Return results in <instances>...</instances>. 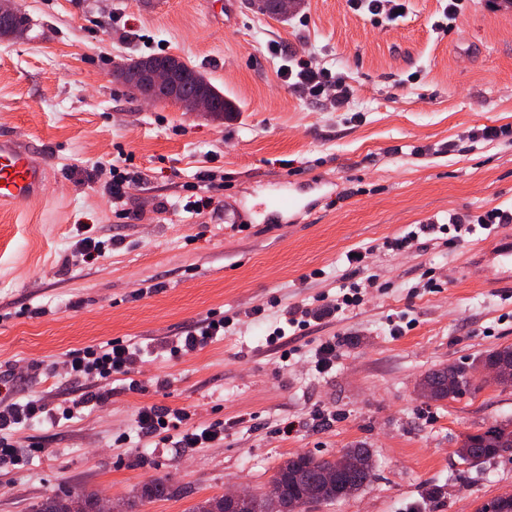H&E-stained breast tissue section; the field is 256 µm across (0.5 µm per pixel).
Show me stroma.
<instances>
[{
    "label": "stroma",
    "instance_id": "stroma-1",
    "mask_svg": "<svg viewBox=\"0 0 512 512\" xmlns=\"http://www.w3.org/2000/svg\"><path fill=\"white\" fill-rule=\"evenodd\" d=\"M18 2L30 27L0 40V134L34 145L52 173L39 199L0 210V406L35 398L53 409L104 388L70 377V351L123 340L143 356L139 391L13 432L22 461L0 465V512H33L63 490L131 512H189L263 489L291 455L355 445L373 455L371 485L308 512H478L512 491V456L457 454L465 435L512 419V388L439 401L418 390L431 370L512 345V288L487 256L512 224L462 240L446 226L456 212L512 207V142L471 138L512 127V7L465 0L447 26L444 0H401L393 21L388 0L377 17L304 0L283 19L237 0L221 21L208 0ZM161 52L196 66L238 112L152 105L113 81L115 63ZM294 57L349 83L348 105L294 86ZM108 163L143 174L125 201L95 178ZM201 170L223 190L186 191ZM194 195L213 202L193 211ZM282 197L297 208L279 210ZM430 221L445 232L384 248ZM87 235L117 245L72 266ZM353 250L360 266L347 261ZM349 280L367 286L361 306L266 343L284 307L337 299ZM212 312L230 317L225 335L171 354ZM328 341L336 366L322 373L314 353ZM143 405L223 423L224 439L159 444L135 423ZM157 479L173 497L140 500Z\"/></svg>",
    "mask_w": 512,
    "mask_h": 512
}]
</instances>
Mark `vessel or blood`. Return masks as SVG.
<instances>
[{
  "label": "vessel or blood",
  "mask_w": 512,
  "mask_h": 512,
  "mask_svg": "<svg viewBox=\"0 0 512 512\" xmlns=\"http://www.w3.org/2000/svg\"><path fill=\"white\" fill-rule=\"evenodd\" d=\"M45 159L28 144L0 136V206L19 209L33 202L46 177Z\"/></svg>",
  "instance_id": "b4317fda"
}]
</instances>
